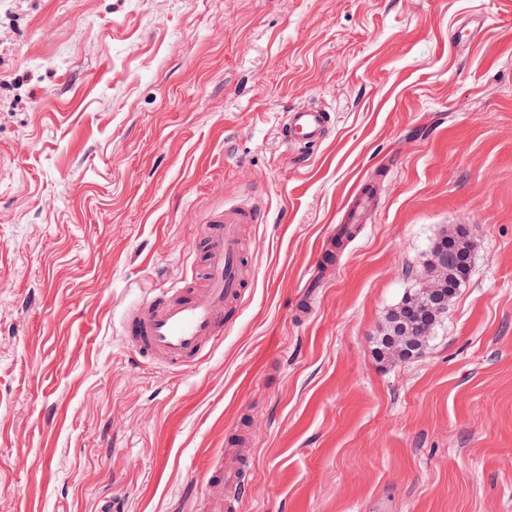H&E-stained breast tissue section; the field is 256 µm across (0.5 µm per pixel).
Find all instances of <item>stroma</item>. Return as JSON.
Listing matches in <instances>:
<instances>
[{
    "mask_svg": "<svg viewBox=\"0 0 512 512\" xmlns=\"http://www.w3.org/2000/svg\"><path fill=\"white\" fill-rule=\"evenodd\" d=\"M302 105L335 123L290 150ZM235 201L265 220L223 342L143 356L124 311ZM458 224L465 283L381 359ZM243 431L235 512H512V0H0V512H202ZM381 191V184L363 183L350 197L351 202L346 211L349 224H363L375 205Z\"/></svg>",
    "mask_w": 512,
    "mask_h": 512,
    "instance_id": "35a3bbf8",
    "label": "stroma"
}]
</instances>
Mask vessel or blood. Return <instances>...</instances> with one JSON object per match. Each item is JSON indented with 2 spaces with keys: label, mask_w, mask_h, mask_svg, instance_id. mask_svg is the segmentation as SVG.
Instances as JSON below:
<instances>
[{
  "label": "vessel or blood",
  "mask_w": 512,
  "mask_h": 512,
  "mask_svg": "<svg viewBox=\"0 0 512 512\" xmlns=\"http://www.w3.org/2000/svg\"><path fill=\"white\" fill-rule=\"evenodd\" d=\"M335 117L317 106L288 111L283 138L298 146L322 144ZM381 191L380 184H362L351 196L346 211L349 223L365 222ZM258 204L234 203L210 213L205 220L204 256L199 287L174 285L129 307L124 329L140 351L175 367L195 364L224 333L231 309L243 296L248 279L241 228L260 223ZM246 461L239 450L221 457L206 472L210 489L203 512H229L224 491L240 486Z\"/></svg>",
  "instance_id": "b4317fda"
}]
</instances>
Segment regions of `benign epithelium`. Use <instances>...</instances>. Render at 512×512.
I'll return each instance as SVG.
<instances>
[{
  "mask_svg": "<svg viewBox=\"0 0 512 512\" xmlns=\"http://www.w3.org/2000/svg\"><path fill=\"white\" fill-rule=\"evenodd\" d=\"M468 230L457 228L452 234L430 251V256L419 274V287L408 296L400 310L388 315L382 332V341L397 352H406L409 357L421 351L411 352L414 344L423 336L431 335L436 323L445 315L454 292L448 279L456 256L465 241Z\"/></svg>",
  "mask_w": 512,
  "mask_h": 512,
  "instance_id": "benign-epithelium-1",
  "label": "benign epithelium"
}]
</instances>
